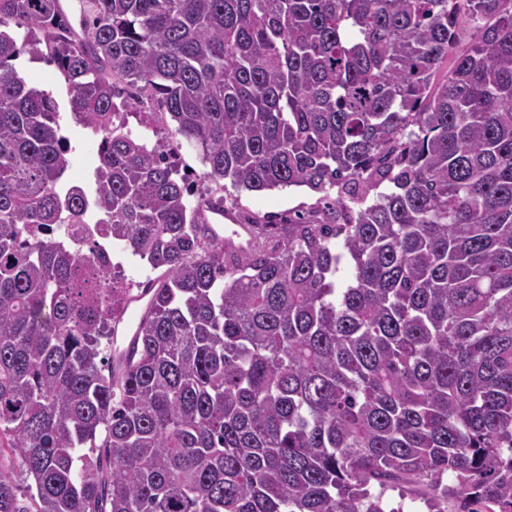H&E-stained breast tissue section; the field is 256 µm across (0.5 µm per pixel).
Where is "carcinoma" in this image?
Segmentation results:
<instances>
[{"label":"carcinoma","instance_id":"obj_1","mask_svg":"<svg viewBox=\"0 0 512 512\" xmlns=\"http://www.w3.org/2000/svg\"><path fill=\"white\" fill-rule=\"evenodd\" d=\"M25 48L100 137L91 194ZM122 97L198 150L205 206ZM227 181L322 206L240 249ZM114 245L156 272L118 366ZM7 449L35 487L0 467V512H386L446 473L512 512V0H88L78 39L0 0Z\"/></svg>","mask_w":512,"mask_h":512}]
</instances>
